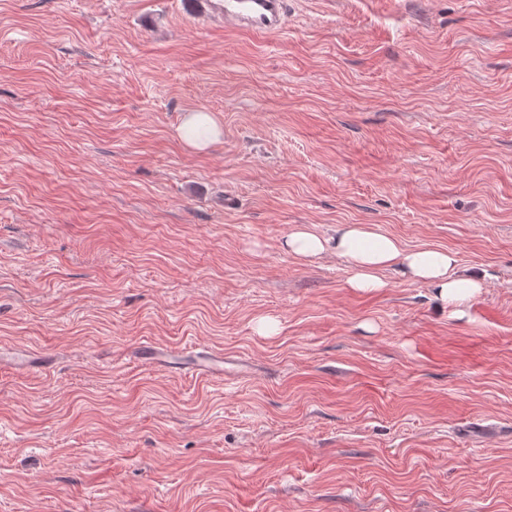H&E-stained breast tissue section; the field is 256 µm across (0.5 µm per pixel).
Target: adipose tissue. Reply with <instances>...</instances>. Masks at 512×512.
<instances>
[{
  "label": "adipose tissue",
  "instance_id": "obj_1",
  "mask_svg": "<svg viewBox=\"0 0 512 512\" xmlns=\"http://www.w3.org/2000/svg\"><path fill=\"white\" fill-rule=\"evenodd\" d=\"M178 133L188 147L203 151L219 139L222 129L211 114L192 111L184 115ZM283 246L290 254L304 259L327 252L343 258L350 267L348 285L360 292L385 288L381 273L395 266L407 280L434 288L447 305L463 306L485 286L483 275L459 273L455 251L430 246L406 248L397 238L367 224L337 225L335 235L329 237L299 225Z\"/></svg>",
  "mask_w": 512,
  "mask_h": 512
}]
</instances>
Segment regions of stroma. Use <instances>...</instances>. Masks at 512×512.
<instances>
[{
	"label": "stroma",
	"mask_w": 512,
	"mask_h": 512,
	"mask_svg": "<svg viewBox=\"0 0 512 512\" xmlns=\"http://www.w3.org/2000/svg\"><path fill=\"white\" fill-rule=\"evenodd\" d=\"M289 8L0 0V351L55 360L0 363V512H512V0ZM299 224L486 285L358 292ZM225 23L258 35L283 32L288 22V0H224L219 7ZM180 139L190 148L204 151L219 139L222 129L208 112H187L178 127ZM367 224H340L335 235L325 237L307 225H298L284 240L292 255L314 259L330 252L343 258L350 267V288L374 292L386 288L381 272L398 266L403 276L414 283L435 289L447 305L461 307L485 287L486 275L458 272V258L451 249L421 246L405 248L390 235ZM191 372L208 378H220L224 376V354L203 352L195 358L190 367Z\"/></svg>",
	"instance_id": "1"
}]
</instances>
